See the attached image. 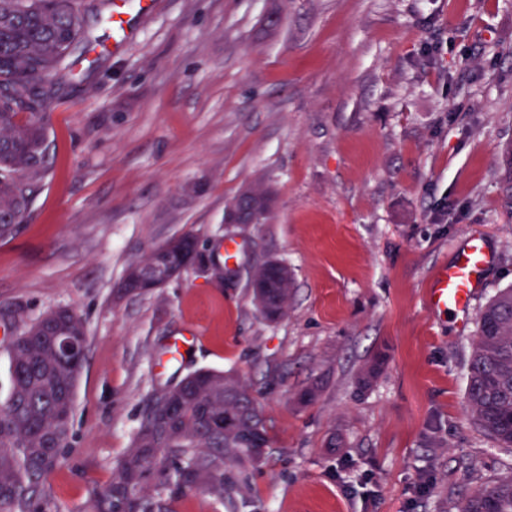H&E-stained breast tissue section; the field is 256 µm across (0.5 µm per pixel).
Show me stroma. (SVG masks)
I'll list each match as a JSON object with an SVG mask.
<instances>
[{
	"label": "stroma",
	"instance_id": "35a3bbf8",
	"mask_svg": "<svg viewBox=\"0 0 512 512\" xmlns=\"http://www.w3.org/2000/svg\"><path fill=\"white\" fill-rule=\"evenodd\" d=\"M136 28L116 51L111 23L92 25L50 112L42 189L0 239V402L27 324L65 307L86 329L68 445L35 512H90L151 397L201 368L250 386L271 446L226 466L220 499L149 473L165 512H456L512 475V451L465 418L476 324L426 299L473 235L494 256L475 308L512 286V0H159ZM257 181L276 194L270 218L227 228V200ZM185 234L223 280L191 267L120 293L132 264ZM227 239L241 247L229 263ZM270 259L293 274L274 323L251 288ZM191 334L166 364L167 342ZM388 356L385 352H378L373 359L367 363L359 373L357 387L359 391H364L372 386L373 381L381 372Z\"/></svg>",
	"mask_w": 512,
	"mask_h": 512
}]
</instances>
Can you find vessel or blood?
Masks as SVG:
<instances>
[{
  "label": "vessel or blood",
  "mask_w": 512,
  "mask_h": 512,
  "mask_svg": "<svg viewBox=\"0 0 512 512\" xmlns=\"http://www.w3.org/2000/svg\"><path fill=\"white\" fill-rule=\"evenodd\" d=\"M155 0H112V27L121 41L135 34L134 19L152 13ZM492 261L484 240L470 237L460 248L453 261L437 269L427 289V302L431 309L450 311L460 322H467L476 292L486 269Z\"/></svg>",
  "instance_id": "1"
}]
</instances>
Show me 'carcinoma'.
<instances>
[{
  "instance_id": "1",
  "label": "carcinoma",
  "mask_w": 512,
  "mask_h": 512,
  "mask_svg": "<svg viewBox=\"0 0 512 512\" xmlns=\"http://www.w3.org/2000/svg\"><path fill=\"white\" fill-rule=\"evenodd\" d=\"M112 0H0V238L26 221L47 170V131L58 88L73 81L71 56L86 50L89 21L111 13ZM509 179L504 206L512 214V143L503 149ZM196 240L174 237L132 264L121 283L142 290L156 267L178 273L195 260ZM266 261L253 274L268 284L269 321L285 315L290 288ZM468 363L467 420L512 448V287L480 310ZM83 320L68 308L50 311L12 343L11 390L0 404V512H27L42 479L68 439L75 388L85 359ZM388 356L380 351L357 379L372 386ZM265 419L253 392L230 373L197 370L148 403L115 482L91 512H161L142 495L151 470L175 491L224 496V466L254 465L267 455ZM457 512H512V475L463 497Z\"/></svg>"
}]
</instances>
